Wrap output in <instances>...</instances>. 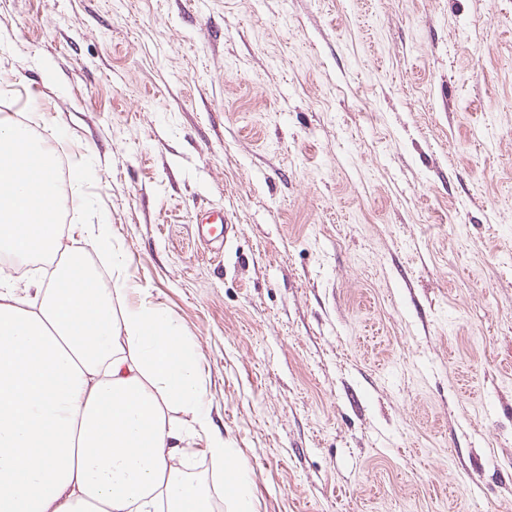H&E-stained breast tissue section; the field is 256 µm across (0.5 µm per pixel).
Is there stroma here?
<instances>
[{
    "label": "stroma",
    "instance_id": "1",
    "mask_svg": "<svg viewBox=\"0 0 512 512\" xmlns=\"http://www.w3.org/2000/svg\"><path fill=\"white\" fill-rule=\"evenodd\" d=\"M1 115L194 343L253 512H512V0H0Z\"/></svg>",
    "mask_w": 512,
    "mask_h": 512
}]
</instances>
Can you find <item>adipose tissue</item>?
Returning <instances> with one entry per match:
<instances>
[{
	"label": "adipose tissue",
	"mask_w": 512,
	"mask_h": 512,
	"mask_svg": "<svg viewBox=\"0 0 512 512\" xmlns=\"http://www.w3.org/2000/svg\"><path fill=\"white\" fill-rule=\"evenodd\" d=\"M22 154L53 158L25 124L0 117V256L58 261L36 284V307L0 280V512H213L215 487L184 471L199 452L229 479L237 512H252L178 319L129 306L122 279L106 289L88 275L83 247L111 251L108 225H83L82 245L66 243L62 187L48 177L34 190L12 168Z\"/></svg>",
	"instance_id": "obj_1"
}]
</instances>
